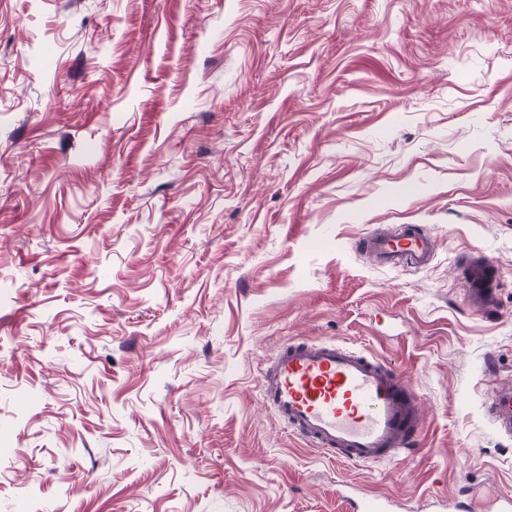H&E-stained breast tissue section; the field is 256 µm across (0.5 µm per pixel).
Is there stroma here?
<instances>
[{
	"mask_svg": "<svg viewBox=\"0 0 512 512\" xmlns=\"http://www.w3.org/2000/svg\"><path fill=\"white\" fill-rule=\"evenodd\" d=\"M404 224L427 269L361 257ZM294 339L401 373L419 448L289 431L260 370ZM503 383L512 0H0V512H488ZM494 263L485 254L470 258L466 280L471 304L479 309H494L497 305V285L491 277Z\"/></svg>",
	"mask_w": 512,
	"mask_h": 512,
	"instance_id": "35a3bbf8",
	"label": "stroma"
}]
</instances>
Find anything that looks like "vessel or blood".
I'll return each instance as SVG.
<instances>
[{
	"label": "vessel or blood",
	"mask_w": 512,
	"mask_h": 512,
	"mask_svg": "<svg viewBox=\"0 0 512 512\" xmlns=\"http://www.w3.org/2000/svg\"><path fill=\"white\" fill-rule=\"evenodd\" d=\"M363 254L389 268L421 270L432 260L434 242L416 226L377 232ZM490 257H471L466 280L472 305H497ZM265 405L314 448L337 460L372 463L415 450L420 441L421 405L416 391L386 365L333 341L294 340L278 349L263 373ZM487 411L512 432V391L492 396Z\"/></svg>",
	"instance_id": "1"
}]
</instances>
